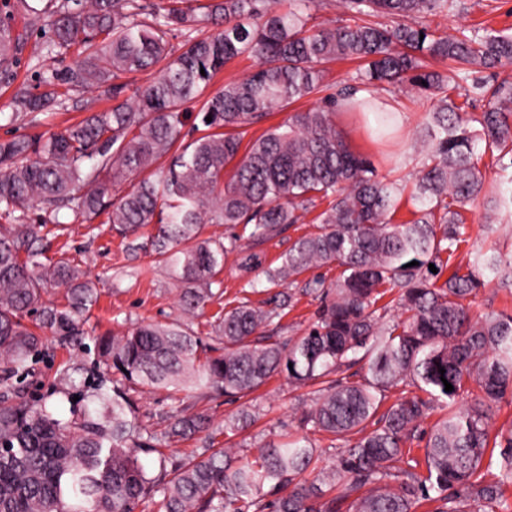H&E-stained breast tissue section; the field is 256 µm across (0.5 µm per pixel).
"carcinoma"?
<instances>
[{"instance_id":"cac0c4a2","label":"carcinoma","mask_w":512,"mask_h":512,"mask_svg":"<svg viewBox=\"0 0 512 512\" xmlns=\"http://www.w3.org/2000/svg\"><path fill=\"white\" fill-rule=\"evenodd\" d=\"M26 2L0 0V83L14 82L34 30L48 29L42 53L63 56L77 47L80 59L44 77L42 93L16 88L14 119L36 124L44 111L93 87L113 105L58 132L0 141V218L10 223L0 231V512H134L155 499L158 512H342L350 497V512H418L425 502L439 503L433 512H512V426L490 433L493 405L512 394V314L476 315L465 304L495 279L512 283V256L480 248L466 264L456 261L468 242L465 213L483 190V157L512 168V80L497 72L512 64V35H435L424 19L464 8L460 0H340L346 18L328 26L310 23L302 6L320 11L334 0H195L194 9L181 7L187 0H46L17 31L10 12ZM208 24L219 30L197 35ZM177 32L183 40L176 47ZM244 55L257 60L254 70L206 98L200 123L190 124L185 104ZM429 58L448 69H429ZM343 59L361 67L332 92L322 65ZM161 62L155 80L126 95L127 75ZM407 85L435 105L410 194L413 219L398 224L406 186L379 177L334 116L359 109V91ZM322 92L317 105L239 155L241 129ZM454 93L487 108L470 116L452 102ZM146 170L148 177L121 190ZM35 206L50 215L65 206L84 222L104 215L126 236L159 225L154 253L186 285L181 305L191 315L213 297L224 255L238 248L237 235L227 244L200 238L203 224H241L252 242L287 225L319 224V233L296 240L267 270L268 280L291 284L332 264L341 272L305 283L301 292L320 301L317 318L286 342L262 329L290 306L292 293L277 311L248 301L224 310L209 344L178 324L95 337L96 383L82 396L88 406L66 419L13 383L28 375L41 332L81 345L83 316L98 291L80 265L39 261L47 244L43 222L29 216ZM48 286L65 287L66 303L42 302ZM32 315L34 329L23 324ZM357 365L364 375L351 381L345 372ZM282 373L315 387L301 428L338 440L357 436L331 466L316 469L317 449L301 436L251 460L207 447L168 467L159 446L196 434L205 419L177 407L156 436L125 392L128 382L179 402V394L201 390L244 397ZM400 386L428 397L403 395L383 408L386 392ZM472 389L480 396L454 407ZM439 399L448 413L425 432L421 424ZM253 422L241 413L224 421V431ZM424 434L425 471L414 458L398 466L405 445ZM490 448L500 449L499 459ZM144 450L160 454L157 472L141 462ZM494 463L499 474L487 480L481 470ZM315 469L313 479L305 477ZM339 482L343 494L327 497Z\"/></svg>"}]
</instances>
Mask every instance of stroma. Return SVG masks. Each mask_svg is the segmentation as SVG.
<instances>
[{
	"label": "stroma",
	"instance_id": "stroma-1",
	"mask_svg": "<svg viewBox=\"0 0 512 512\" xmlns=\"http://www.w3.org/2000/svg\"><path fill=\"white\" fill-rule=\"evenodd\" d=\"M465 10L431 18L432 29L441 35L458 34L461 30L484 27L493 30L512 29V0H464ZM43 42L40 34H32L23 51L18 70L19 82L32 92H43L41 76L51 71L74 65L77 51H70L66 58L44 56L39 52ZM11 90L0 87V140L17 134L37 135L60 130L94 112L111 108L109 99L100 97L97 90L85 92L80 99L68 102L66 107L48 109L35 125L12 120ZM379 99L390 110L400 113L402 124L396 133L375 136L365 113L340 112L336 127L347 137L350 145L366 155L378 174L406 184H413L421 159L420 150L427 142L426 124L432 102L424 95L403 88L392 93L379 92ZM486 206L477 203L467 213L468 234L471 245L488 246L496 242L501 252L512 251V219L503 218L495 225L493 236H486ZM51 242L49 258H68L86 270L89 279L99 290L97 304L85 315L87 327L93 335L85 336L82 346H59L53 336H45L41 354L34 361L31 374L24 387L29 395L46 398L48 405L57 408L62 416H69L71 405L65 391L71 384L90 380L94 355V335H120L141 323H177L194 335L208 338L225 309L247 300L265 310L274 309L275 295L293 293V305L285 309L283 317L274 319L266 327V335L285 342L301 336L313 323L319 306L313 296L303 295L298 285L270 283L264 272L267 266H279L281 257L299 238L318 233L315 224H294L278 236L261 243L243 239L242 227L224 224H205L201 238L224 239L238 234L242 237L241 250L228 252L212 286L213 298L198 317L183 315L180 306L182 285L172 268L158 263L153 252L152 240L156 225H149L141 234L121 236L103 219L83 223L75 219L70 210H61L56 223L46 225ZM259 253L264 268L243 273L240 269L242 251ZM137 415L147 430H158L160 413L175 409L177 402L168 392L137 388L131 390ZM312 389L291 384L286 375L271 378L258 390L243 398L226 397L210 393L189 398L191 412L206 415L207 428L195 436L172 443L168 454L174 459L201 453L207 440H214L216 447L228 448L240 458L252 457L266 443H281L301 436L298 412L310 405ZM248 411L256 414L254 425L241 432L224 430L225 417Z\"/></svg>",
	"mask_w": 512,
	"mask_h": 512
}]
</instances>
